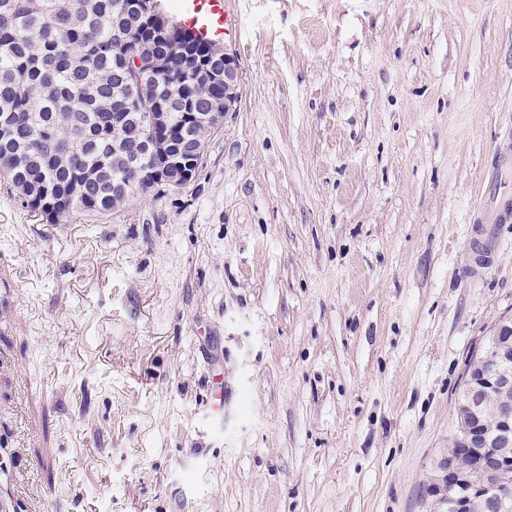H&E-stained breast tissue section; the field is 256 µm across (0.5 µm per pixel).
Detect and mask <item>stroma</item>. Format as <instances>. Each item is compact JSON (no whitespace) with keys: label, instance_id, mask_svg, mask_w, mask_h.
Listing matches in <instances>:
<instances>
[{"label":"stroma","instance_id":"obj_1","mask_svg":"<svg viewBox=\"0 0 512 512\" xmlns=\"http://www.w3.org/2000/svg\"><path fill=\"white\" fill-rule=\"evenodd\" d=\"M229 13L239 97L191 182L63 228L0 184L21 512H439L512 318V0Z\"/></svg>","mask_w":512,"mask_h":512}]
</instances>
